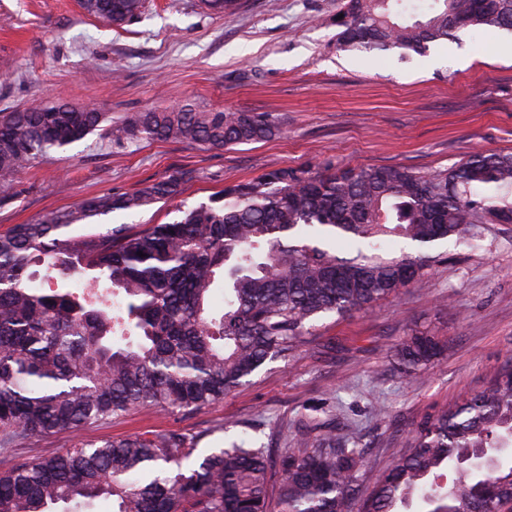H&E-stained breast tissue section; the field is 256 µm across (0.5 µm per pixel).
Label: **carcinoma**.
<instances>
[{
	"instance_id": "carcinoma-1",
	"label": "carcinoma",
	"mask_w": 512,
	"mask_h": 512,
	"mask_svg": "<svg viewBox=\"0 0 512 512\" xmlns=\"http://www.w3.org/2000/svg\"><path fill=\"white\" fill-rule=\"evenodd\" d=\"M121 26L143 0H80ZM341 50L424 56L468 30L512 33V0H346ZM276 132L266 112L187 105L108 112L50 100L0 113V191L89 134L123 147L172 141L224 147ZM181 178L106 192L0 234V453L138 409L199 412L305 343L309 323L343 317L419 280L445 240L475 244L484 224H512V152H473L431 173L406 167L311 174L280 168L224 188L168 224L80 233L85 221L175 196ZM401 243L388 256L381 243ZM142 255H137V252ZM39 279L41 287L32 285ZM224 285V310L213 288ZM415 332L393 346L414 380L441 350ZM274 461L244 440L194 457L202 433L155 431L66 448L0 473V512H74L97 497L112 512H492L512 495V361L483 389L427 418L409 454L359 499L361 451L327 427L296 431Z\"/></svg>"
}]
</instances>
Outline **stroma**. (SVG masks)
Returning a JSON list of instances; mask_svg holds the SVG:
<instances>
[{"mask_svg": "<svg viewBox=\"0 0 512 512\" xmlns=\"http://www.w3.org/2000/svg\"><path fill=\"white\" fill-rule=\"evenodd\" d=\"M342 0H241L215 14L201 0H145L115 27L79 0H0V112L58 98L121 117L191 103L204 111L269 112L270 139L210 148L148 143L114 148L94 134L22 171L0 193V233L93 196L133 192L182 176L175 199L98 217L102 227L142 228L177 219L179 205L208 202L225 186L279 168L311 172L403 166L428 173L472 151H512V35L458 33L427 55L340 51ZM422 283L372 310L315 321L290 361L266 365L224 400L194 415L135 411L36 448L0 455V471L155 430L202 433L198 454L225 438L288 448L281 426L317 415L364 442L366 497L406 456L417 427L477 393L512 359V224H490L478 247L443 243ZM423 331L446 346L411 382L392 347Z\"/></svg>", "mask_w": 512, "mask_h": 512, "instance_id": "1", "label": "stroma"}]
</instances>
